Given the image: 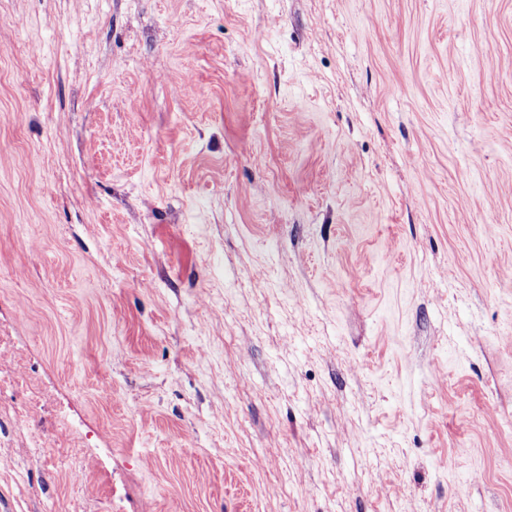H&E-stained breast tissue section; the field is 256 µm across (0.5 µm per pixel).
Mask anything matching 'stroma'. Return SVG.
<instances>
[{
  "instance_id": "1",
  "label": "stroma",
  "mask_w": 512,
  "mask_h": 512,
  "mask_svg": "<svg viewBox=\"0 0 512 512\" xmlns=\"http://www.w3.org/2000/svg\"><path fill=\"white\" fill-rule=\"evenodd\" d=\"M510 266L512 0H0V512H512Z\"/></svg>"
}]
</instances>
